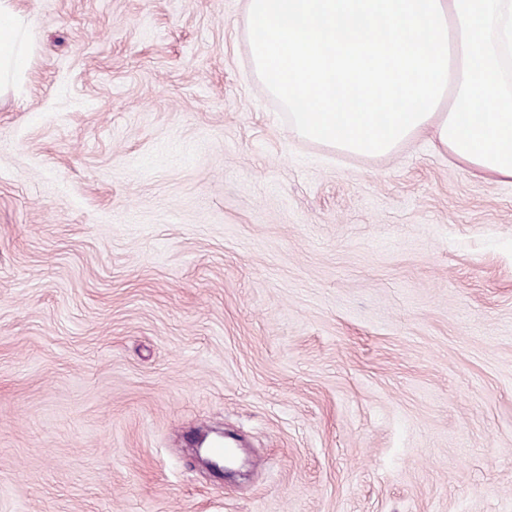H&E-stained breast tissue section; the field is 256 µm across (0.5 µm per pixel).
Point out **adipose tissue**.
Listing matches in <instances>:
<instances>
[{"instance_id": "ef3b65f1", "label": "adipose tissue", "mask_w": 512, "mask_h": 512, "mask_svg": "<svg viewBox=\"0 0 512 512\" xmlns=\"http://www.w3.org/2000/svg\"><path fill=\"white\" fill-rule=\"evenodd\" d=\"M250 54L295 133L389 155L420 135L472 174L512 180V0H245ZM0 0V99L30 59ZM488 95L491 104L476 100Z\"/></svg>"}]
</instances>
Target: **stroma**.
Masks as SVG:
<instances>
[{"instance_id": "obj_1", "label": "stroma", "mask_w": 512, "mask_h": 512, "mask_svg": "<svg viewBox=\"0 0 512 512\" xmlns=\"http://www.w3.org/2000/svg\"><path fill=\"white\" fill-rule=\"evenodd\" d=\"M18 3L0 512H512V182L298 137L244 0ZM207 441V437L202 438L198 441L197 447L195 448V454L199 463H202L206 466V469L220 473L224 478L225 477H233L237 473H240L239 469H235L233 465L236 463V460L227 459V457H223L222 459H214V457H219L223 454L224 449L217 447L212 448V454H210L209 446H204Z\"/></svg>"}]
</instances>
